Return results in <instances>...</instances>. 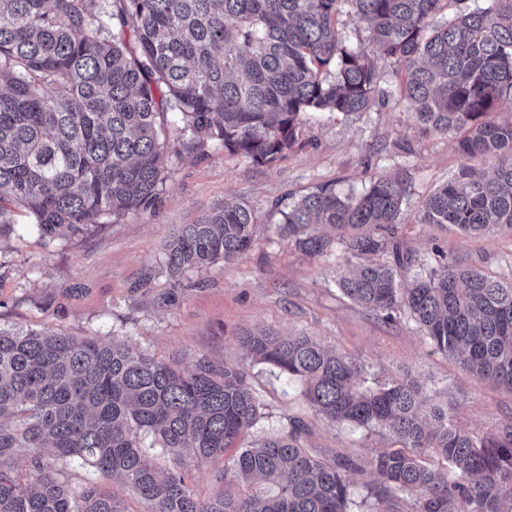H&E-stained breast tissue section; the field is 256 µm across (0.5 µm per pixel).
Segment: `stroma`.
<instances>
[{"label":"stroma","instance_id":"1","mask_svg":"<svg viewBox=\"0 0 512 512\" xmlns=\"http://www.w3.org/2000/svg\"><path fill=\"white\" fill-rule=\"evenodd\" d=\"M402 77L385 68V105L348 116L309 112L285 158L257 165L216 142L166 157L164 191L155 209L105 219L45 241L27 214L14 209V230L0 237V327L50 328L73 336L120 339L133 349L190 365L203 355L244 369L261 405L257 424L239 446L307 426L301 442L328 459H364L392 447L385 431L330 425L301 396V386L247 358L238 338L273 329L304 332L359 359L369 385L411 367L433 387L449 389L457 421L492 434L512 421V391L464 371L434 352L411 321L386 324L341 295L339 270L354 265L344 251L311 257L277 231L271 203L331 182L360 193L371 177L405 172L408 193L399 216L401 239L415 262L404 278L428 268L433 248L506 279L512 277V231L465 236L448 224H420L417 213L437 187L470 161L457 151L459 132L420 134L415 109L400 99ZM234 198L254 210L256 241L231 262L171 276L162 264L173 230L193 224ZM187 486L205 499L221 488L223 461H197L184 451Z\"/></svg>","mask_w":512,"mask_h":512}]
</instances>
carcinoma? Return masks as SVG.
Masks as SVG:
<instances>
[{
  "mask_svg": "<svg viewBox=\"0 0 512 512\" xmlns=\"http://www.w3.org/2000/svg\"><path fill=\"white\" fill-rule=\"evenodd\" d=\"M443 0H0V233L9 206L54 238L156 206L170 143L218 140L267 165L295 141L301 116L371 107L384 65L425 130L463 129L458 151L494 155L423 203L420 224L479 235L512 229V0L458 9L430 26ZM350 6L377 47L347 44ZM133 30L134 41L123 37ZM179 117L174 131L168 115ZM400 175L359 195L320 184L293 204H271L281 235L309 256L342 246L360 263L340 275L344 297L385 323L415 321L433 350L512 391V279L497 280L438 253L412 280L399 215ZM255 241L240 200L166 244L172 276ZM255 363L300 381L329 424L388 432L394 448L328 463L300 444L301 425L243 448L224 465V490L201 501L186 485L182 451L224 457L261 417L247 373L208 356L189 367L48 329L0 328V512H124L111 492L74 489L57 462L122 478L148 512H512V422L486 436L461 428L448 397L409 370L375 388L360 360L304 333L246 332ZM161 448L168 464L156 461ZM39 472L22 483L18 449ZM375 479L359 492L349 472ZM246 490L235 492L233 485Z\"/></svg>",
  "mask_w": 512,
  "mask_h": 512,
  "instance_id": "obj_1",
  "label": "carcinoma"
}]
</instances>
